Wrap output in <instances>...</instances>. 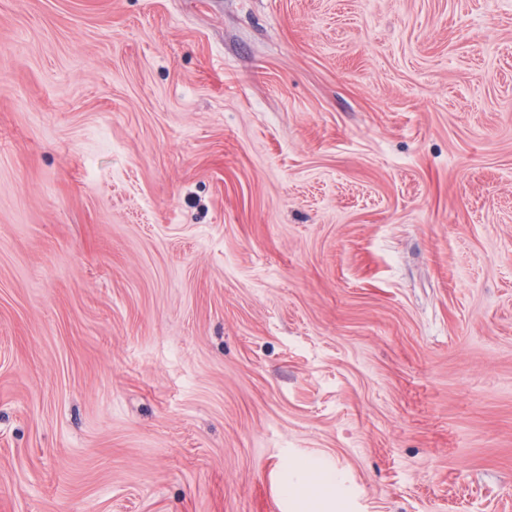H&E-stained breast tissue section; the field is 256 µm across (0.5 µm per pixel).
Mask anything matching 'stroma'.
Here are the masks:
<instances>
[{"mask_svg":"<svg viewBox=\"0 0 512 512\" xmlns=\"http://www.w3.org/2000/svg\"><path fill=\"white\" fill-rule=\"evenodd\" d=\"M0 512H512V0H0Z\"/></svg>","mask_w":512,"mask_h":512,"instance_id":"1","label":"stroma"}]
</instances>
